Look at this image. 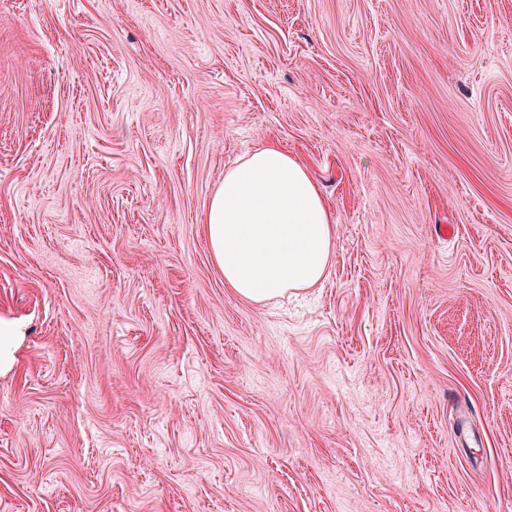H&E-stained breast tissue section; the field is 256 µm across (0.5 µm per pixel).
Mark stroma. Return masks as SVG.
Returning a JSON list of instances; mask_svg holds the SVG:
<instances>
[{
    "label": "stroma",
    "mask_w": 512,
    "mask_h": 512,
    "mask_svg": "<svg viewBox=\"0 0 512 512\" xmlns=\"http://www.w3.org/2000/svg\"><path fill=\"white\" fill-rule=\"evenodd\" d=\"M270 144L336 238L251 303ZM0 512H512V0H0ZM203 224L224 286L245 301L312 288L331 262L333 214L308 169L273 146L225 170Z\"/></svg>",
    "instance_id": "35a3bbf8"
}]
</instances>
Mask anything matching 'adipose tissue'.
Returning <instances> with one entry per match:
<instances>
[{"mask_svg":"<svg viewBox=\"0 0 512 512\" xmlns=\"http://www.w3.org/2000/svg\"><path fill=\"white\" fill-rule=\"evenodd\" d=\"M203 230L225 287L253 303L318 284L336 234L333 214L308 169L273 146L225 170Z\"/></svg>","mask_w":512,"mask_h":512,"instance_id":"adipose-tissue-1","label":"adipose tissue"}]
</instances>
